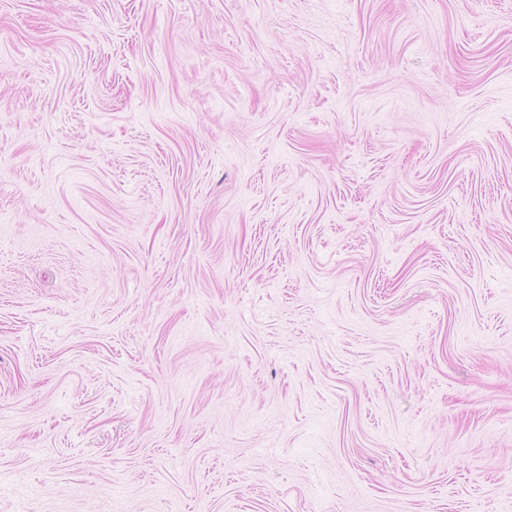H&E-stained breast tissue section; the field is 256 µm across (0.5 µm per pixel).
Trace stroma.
<instances>
[{
	"label": "stroma",
	"instance_id": "1",
	"mask_svg": "<svg viewBox=\"0 0 512 512\" xmlns=\"http://www.w3.org/2000/svg\"><path fill=\"white\" fill-rule=\"evenodd\" d=\"M0 512H512V0H0Z\"/></svg>",
	"mask_w": 512,
	"mask_h": 512
}]
</instances>
